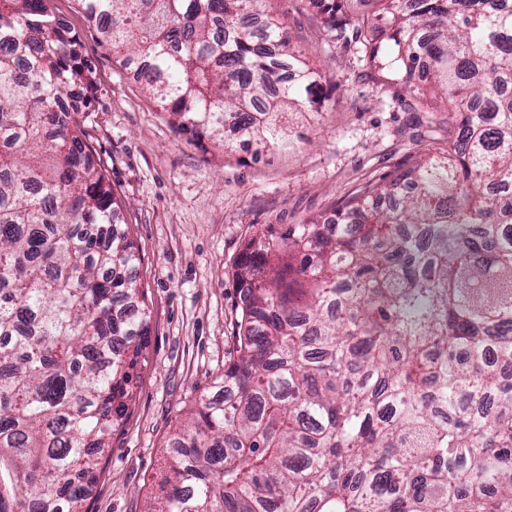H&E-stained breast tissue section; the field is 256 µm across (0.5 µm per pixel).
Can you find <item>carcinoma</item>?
I'll return each mask as SVG.
<instances>
[{
  "label": "carcinoma",
  "instance_id": "obj_1",
  "mask_svg": "<svg viewBox=\"0 0 512 512\" xmlns=\"http://www.w3.org/2000/svg\"><path fill=\"white\" fill-rule=\"evenodd\" d=\"M51 0H0V512H82L147 325ZM448 141L235 265L238 356L145 512H512V0H292ZM176 129L293 149L327 76L263 0H81Z\"/></svg>",
  "mask_w": 512,
  "mask_h": 512
}]
</instances>
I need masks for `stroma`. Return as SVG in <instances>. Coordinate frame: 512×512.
Returning a JSON list of instances; mask_svg holds the SVG:
<instances>
[{
	"label": "stroma",
	"mask_w": 512,
	"mask_h": 512,
	"mask_svg": "<svg viewBox=\"0 0 512 512\" xmlns=\"http://www.w3.org/2000/svg\"><path fill=\"white\" fill-rule=\"evenodd\" d=\"M264 5L267 13L286 14L295 44L326 68L330 106L295 124V150L257 158L249 148L208 152L175 132L171 115L133 79L79 0H51L80 41L93 84L86 140L123 205L149 311L146 363L85 512H143L148 498L161 495L176 423L237 356L233 271L245 242L268 225L318 217L447 135V113L407 112L392 103L352 51L326 44L310 12L292 11L289 0Z\"/></svg>",
	"instance_id": "obj_1"
}]
</instances>
